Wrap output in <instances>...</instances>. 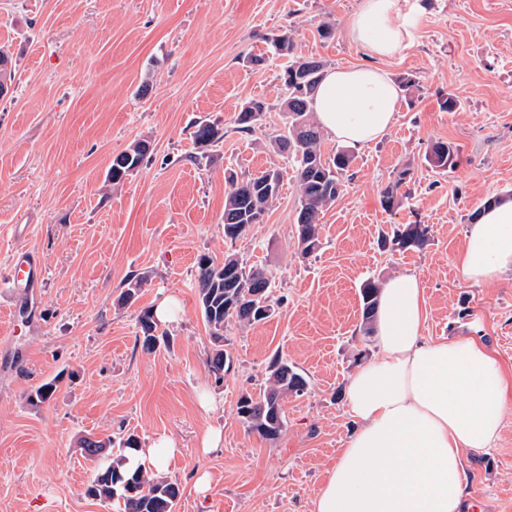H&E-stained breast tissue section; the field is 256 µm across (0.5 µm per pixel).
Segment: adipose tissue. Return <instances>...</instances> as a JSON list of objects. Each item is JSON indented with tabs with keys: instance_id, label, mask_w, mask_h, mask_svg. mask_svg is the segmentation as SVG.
<instances>
[{
	"instance_id": "adipose-tissue-1",
	"label": "adipose tissue",
	"mask_w": 512,
	"mask_h": 512,
	"mask_svg": "<svg viewBox=\"0 0 512 512\" xmlns=\"http://www.w3.org/2000/svg\"><path fill=\"white\" fill-rule=\"evenodd\" d=\"M423 11V0H361L348 17V38L373 62L325 74L312 107L329 135L362 146L390 127L398 89L376 62L408 46ZM460 264L473 282L512 271V199L480 211ZM425 319L417 276L384 284L374 324L379 355L346 386L354 429L312 512H461L463 453L495 448L512 383L479 337L426 339Z\"/></svg>"
}]
</instances>
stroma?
<instances>
[{
    "label": "stroma",
    "instance_id": "35a3bbf8",
    "mask_svg": "<svg viewBox=\"0 0 512 512\" xmlns=\"http://www.w3.org/2000/svg\"><path fill=\"white\" fill-rule=\"evenodd\" d=\"M360 0H0V50L14 80L0 97V270L12 254L37 256L36 288L0 291V512H115L84 494L95 464L81 438L137 435L176 447L163 474L181 491L175 512H311L353 430L344 389L377 357L358 331L360 288L416 274L425 289L427 338L484 336L512 375V272L476 284L460 271L475 215L512 196V0H426L410 45L382 63L401 90L392 126L354 148L343 191L320 216V246L302 252L299 192L285 173L263 223L224 236L229 175L282 165L271 148L288 123L280 79L290 57L327 68L364 62L346 34ZM332 29L321 38L322 25ZM289 33L291 55L272 53ZM265 55L263 65L246 59ZM455 98V111L443 103ZM268 106L255 133L234 129L242 103ZM224 129L196 144L193 122ZM453 142L456 164L431 169V142ZM144 141L140 169L113 186V156ZM398 202L380 193L399 172ZM397 183V182H396ZM424 224L422 245H381L392 227ZM235 254L272 275L277 305L265 322L224 325L233 364L208 372L209 332L196 294L201 255ZM146 284L122 303L129 277ZM178 298L170 347L149 349L138 315ZM306 392L285 398L273 440L247 431L242 395H259L274 357ZM46 403L28 396L50 380ZM220 451L202 455L209 428ZM207 472L199 494L193 475ZM468 504L512 512V406L494 450L467 453Z\"/></svg>",
    "mask_w": 512,
    "mask_h": 512
}]
</instances>
